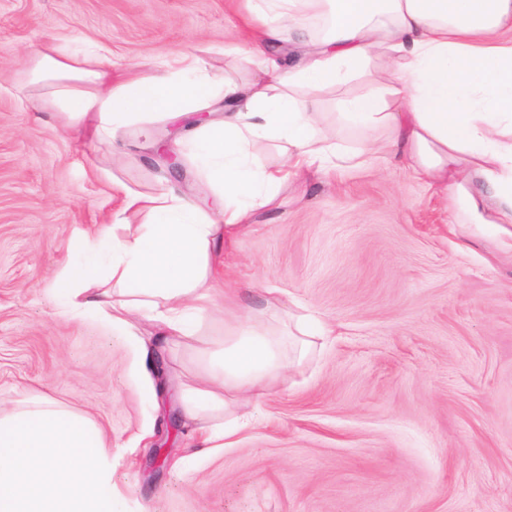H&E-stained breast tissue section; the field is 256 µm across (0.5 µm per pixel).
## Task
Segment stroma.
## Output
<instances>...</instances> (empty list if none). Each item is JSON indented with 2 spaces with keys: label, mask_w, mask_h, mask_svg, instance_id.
Returning a JSON list of instances; mask_svg holds the SVG:
<instances>
[{
  "label": "stroma",
  "mask_w": 512,
  "mask_h": 512,
  "mask_svg": "<svg viewBox=\"0 0 512 512\" xmlns=\"http://www.w3.org/2000/svg\"><path fill=\"white\" fill-rule=\"evenodd\" d=\"M246 13V0H0V407L45 395L99 426L119 512H512V257L397 162L309 176L257 209L214 254L227 283L202 302L197 342L157 345L148 311L121 329L61 314L50 281L118 208L112 182L192 195L203 174L187 166L176 184L152 165L148 135L179 137L168 117L139 116L113 151L54 107L27 110L41 89L24 61L83 40L121 74L186 52L248 82L226 49ZM269 288L331 334L234 447H205L181 389L223 337L225 308L276 325Z\"/></svg>",
  "instance_id": "35a3bbf8"
}]
</instances>
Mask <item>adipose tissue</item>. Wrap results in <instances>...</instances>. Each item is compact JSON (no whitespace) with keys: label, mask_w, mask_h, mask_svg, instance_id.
Returning <instances> with one entry per match:
<instances>
[{"label":"adipose tissue","mask_w":512,"mask_h":512,"mask_svg":"<svg viewBox=\"0 0 512 512\" xmlns=\"http://www.w3.org/2000/svg\"><path fill=\"white\" fill-rule=\"evenodd\" d=\"M248 7V61L270 73L265 82L216 80L187 53L127 82L114 81L105 47L84 60L52 47L31 61L28 84L50 94L28 99V107L57 102L71 129L88 125L107 144L134 115L224 105L223 119L194 127L188 139L190 160L223 202L221 220L172 190L150 196L114 185L119 211L83 240L85 260L59 275L66 314L91 310L120 327L158 302L162 341L192 342L201 290L216 274L214 248L246 234L254 211L275 204L291 181L313 170L365 169L385 155L450 194L458 224L492 228L498 248L512 254V0H248ZM313 11L326 18L317 34L307 25ZM288 31L294 47L275 52ZM326 89L335 93L338 121L364 132L362 146L344 148L319 129ZM261 141L285 154L284 167L259 162L253 148ZM141 212L147 222L131 224ZM108 279L115 289L105 288ZM267 304L288 330L258 331L234 316L201 385L183 390L186 417L209 424L207 441L230 437L235 409L284 382L289 351L305 357L312 337L327 334L279 297Z\"/></svg>","instance_id":"obj_1"}]
</instances>
